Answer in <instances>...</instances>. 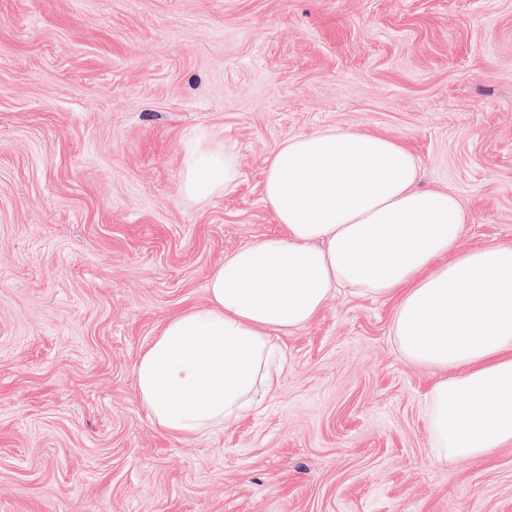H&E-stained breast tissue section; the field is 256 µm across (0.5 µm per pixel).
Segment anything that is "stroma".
<instances>
[{"label": "stroma", "mask_w": 512, "mask_h": 512, "mask_svg": "<svg viewBox=\"0 0 512 512\" xmlns=\"http://www.w3.org/2000/svg\"><path fill=\"white\" fill-rule=\"evenodd\" d=\"M335 127L400 138L461 249L512 244V0H0V512H512V447L430 461L381 300L274 335L280 385L212 436L136 398L163 321L279 233L269 155ZM204 133L240 178L194 204Z\"/></svg>", "instance_id": "1"}]
</instances>
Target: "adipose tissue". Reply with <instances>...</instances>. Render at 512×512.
Returning <instances> with one entry per match:
<instances>
[{
	"label": "adipose tissue",
	"mask_w": 512,
	"mask_h": 512,
	"mask_svg": "<svg viewBox=\"0 0 512 512\" xmlns=\"http://www.w3.org/2000/svg\"><path fill=\"white\" fill-rule=\"evenodd\" d=\"M238 178L233 155L199 136L181 171L202 200ZM263 195L279 234L255 238L211 270L207 301L167 319L133 364L135 391L162 432L223 430L278 386L273 336L310 324L339 291L393 301L399 356L429 370L423 405L431 457L512 446V244L466 251L462 201L419 185L395 137L327 129L267 158Z\"/></svg>",
	"instance_id": "ef3b65f1"
}]
</instances>
